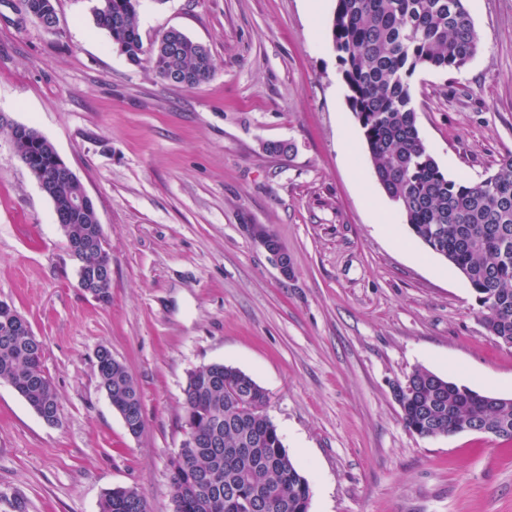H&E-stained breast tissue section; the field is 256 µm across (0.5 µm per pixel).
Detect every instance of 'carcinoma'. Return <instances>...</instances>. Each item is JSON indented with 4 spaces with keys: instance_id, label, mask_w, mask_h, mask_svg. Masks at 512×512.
<instances>
[{
    "instance_id": "obj_1",
    "label": "carcinoma",
    "mask_w": 512,
    "mask_h": 512,
    "mask_svg": "<svg viewBox=\"0 0 512 512\" xmlns=\"http://www.w3.org/2000/svg\"><path fill=\"white\" fill-rule=\"evenodd\" d=\"M140 0H93L92 16L112 44L135 64L144 48ZM26 14L58 22L54 0H19ZM348 100L359 123L378 183L398 207L412 234L464 277L485 316L490 334L512 342V156L478 183L452 179L427 148L416 125L408 77L416 69L459 71L476 55L479 37L464 0H336L330 27ZM155 74L170 83L198 86L212 75L208 50L178 29L158 36L149 55ZM51 193L68 247L100 234L93 204L75 212L76 186L59 180L53 145L28 127L16 142ZM111 263L107 252L89 250L86 268ZM12 309L0 304V380L35 411L59 417L58 395L30 337L9 332ZM100 385L120 404L127 430L144 426L142 396L125 365L102 348ZM410 390L398 399L405 427L422 438H440L477 424L512 442V397L483 394L415 367L405 377ZM269 397L242 370L212 363L188 373L185 420L198 447L171 461L177 512H308V479L290 458L267 414ZM100 512H148L134 488L107 491Z\"/></svg>"
}]
</instances>
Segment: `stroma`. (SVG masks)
I'll return each instance as SVG.
<instances>
[{"instance_id":"stroma-1","label":"stroma","mask_w":512,"mask_h":512,"mask_svg":"<svg viewBox=\"0 0 512 512\" xmlns=\"http://www.w3.org/2000/svg\"><path fill=\"white\" fill-rule=\"evenodd\" d=\"M465 5L476 57L417 70L410 87L441 168L478 182L512 156V0ZM55 7L49 31L0 0V113L84 184L112 299L79 287L52 201L0 139V302L42 342L60 405L46 424L0 380V512H100L118 487L173 512L183 388L215 362L268 392L309 512H512V442L419 437L394 399L417 366L511 397L512 347L376 182L329 37L335 0H141L144 45L176 28L209 49L212 76L195 87L129 62L90 0ZM275 141L288 153L269 154ZM248 224L274 230L290 278ZM102 346L141 390L138 435L99 385Z\"/></svg>"}]
</instances>
